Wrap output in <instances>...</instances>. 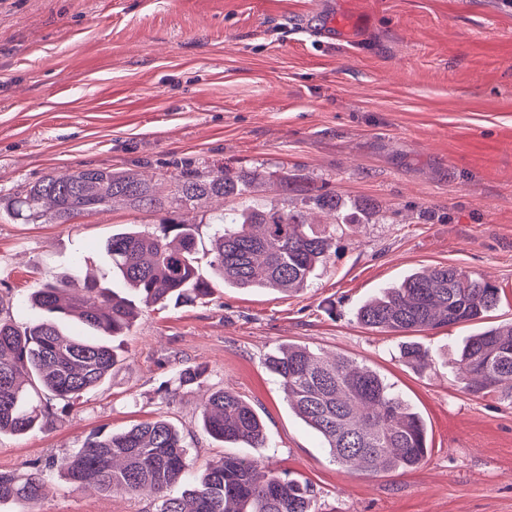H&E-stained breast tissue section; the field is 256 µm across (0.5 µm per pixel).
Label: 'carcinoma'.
Instances as JSON below:
<instances>
[{
    "instance_id": "1",
    "label": "carcinoma",
    "mask_w": 512,
    "mask_h": 512,
    "mask_svg": "<svg viewBox=\"0 0 512 512\" xmlns=\"http://www.w3.org/2000/svg\"><path fill=\"white\" fill-rule=\"evenodd\" d=\"M266 179L255 171L246 180L226 166L207 178L177 179L168 200L134 173L77 168L45 175L1 201L0 208L24 224H67L83 213L104 212L117 199L138 211H188L204 199H243L253 184ZM312 208L334 224H362L370 214L366 204L305 188L299 207L272 204L224 213L203 251L197 224L169 218L158 233H113L102 252L112 277L147 307L204 298L213 278L235 288L287 293L306 287L315 268L336 253L334 232L309 229ZM499 300L494 284L454 266H438L382 291L361 305L355 318L369 329L411 333L482 322ZM28 303L38 316L24 327L0 312V434L45 429L53 402L72 408L109 378L119 358L99 337L125 334L138 315L134 301L82 272L78 262ZM402 357L416 366L427 363L426 352L414 344L403 348ZM460 364L469 394L494 392L504 380L511 381L512 323L469 337ZM265 367L338 465L366 474L408 472L427 456L422 416L373 369L340 354L321 357L302 345L271 353ZM201 418L215 440L250 448L266 444L260 415L231 390L211 392ZM258 468L254 459L226 455L204 472H193L182 433L159 417L121 431L92 430L78 451L30 473L0 472V505L39 503L49 477L57 474L76 487L92 485L105 494L134 496L148 489L156 495L155 512H314L312 485L273 470L260 481Z\"/></svg>"
}]
</instances>
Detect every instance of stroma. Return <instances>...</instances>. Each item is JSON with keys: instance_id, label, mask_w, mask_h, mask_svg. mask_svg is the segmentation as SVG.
Returning a JSON list of instances; mask_svg holds the SVG:
<instances>
[{"instance_id": "35a3bbf8", "label": "stroma", "mask_w": 512, "mask_h": 512, "mask_svg": "<svg viewBox=\"0 0 512 512\" xmlns=\"http://www.w3.org/2000/svg\"><path fill=\"white\" fill-rule=\"evenodd\" d=\"M330 22L344 39L325 47L314 32ZM224 166L267 173L257 204L299 205L273 186L287 176L373 215L337 228L336 256L299 292L216 280L205 299L143 309L76 409L0 435V471L161 416L203 471L235 450L201 428L206 395L224 388L265 421L268 445L248 456L311 483L315 512H512V403L465 392L457 365L476 325L396 335L352 315L411 272L452 265L495 284L491 321L512 322V0H0V197L79 167L132 170L167 196L177 177ZM159 222L121 201L67 224L0 219V306L28 324L47 280L77 262L106 277L105 240ZM413 341L425 369L400 357ZM288 344L381 374L423 417L427 459L371 475L333 462L264 367ZM196 365L202 379L178 387ZM153 510L152 496L56 476L37 505L0 512Z\"/></svg>"}]
</instances>
